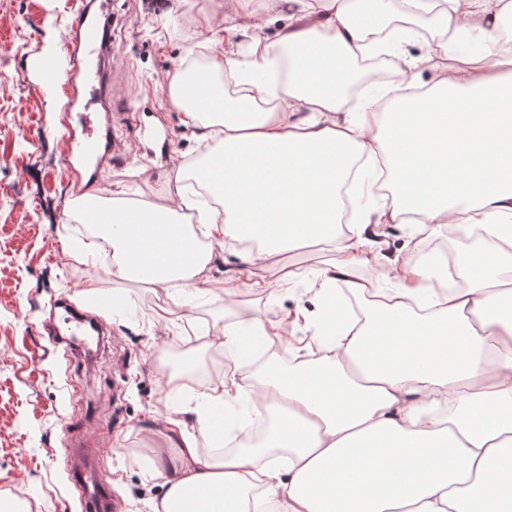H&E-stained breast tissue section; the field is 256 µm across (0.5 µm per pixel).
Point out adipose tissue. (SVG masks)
I'll use <instances>...</instances> for the list:
<instances>
[{"mask_svg": "<svg viewBox=\"0 0 512 512\" xmlns=\"http://www.w3.org/2000/svg\"><path fill=\"white\" fill-rule=\"evenodd\" d=\"M250 2L221 20L198 11L212 69L238 88L196 166L222 202L199 213L209 249L149 206L123 212L104 267L183 306L193 290L278 296L267 261L316 237L337 259L316 272L310 305L213 337L229 356L261 345L288 365L225 375L193 410L167 411L159 512H512V314L493 313L512 300V0H292L274 43ZM425 29L437 38L411 55ZM230 30L248 38L253 78L239 74ZM388 33L389 62L413 90L391 111L378 79L351 68ZM283 64L287 80L260 83ZM268 225L277 233L242 252L244 272L214 282L212 246ZM452 225L478 228L487 270L461 263L435 288L419 253ZM389 227L404 238L392 254ZM380 262L389 285L378 290L362 271ZM340 282L373 299L349 327L326 319ZM203 434L230 446L201 455Z\"/></svg>", "mask_w": 512, "mask_h": 512, "instance_id": "1", "label": "adipose tissue"}]
</instances>
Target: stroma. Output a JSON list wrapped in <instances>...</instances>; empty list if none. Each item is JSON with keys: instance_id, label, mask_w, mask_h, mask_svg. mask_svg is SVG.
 <instances>
[{"instance_id": "obj_1", "label": "stroma", "mask_w": 512, "mask_h": 512, "mask_svg": "<svg viewBox=\"0 0 512 512\" xmlns=\"http://www.w3.org/2000/svg\"><path fill=\"white\" fill-rule=\"evenodd\" d=\"M105 65L113 86L96 104L119 153L97 155L96 180L64 174L68 52L72 0H0V505L19 501L26 512H82L68 472L70 440L96 450L99 470L113 478L115 512H152L165 493L155 468L165 451L151 433L174 406H195L200 383L220 373L287 366L281 355L257 350L225 359L219 374L207 362L212 337L227 324L278 318L304 297V284L282 281L283 268L317 270L334 263L318 241L276 253L268 266L280 279L271 299L249 292L231 302L203 293L192 300L195 334H155L164 298L142 280L113 282L103 265L75 257L87 236L69 215L71 199L93 192L111 205L116 184L131 202L154 203L174 189L177 164L193 165L200 127L173 107L165 85L195 70L210 86V108L231 100L232 82L206 67L208 32L193 0H111ZM62 262H54V255ZM107 325L93 364L67 354L48 334L57 300Z\"/></svg>"}]
</instances>
